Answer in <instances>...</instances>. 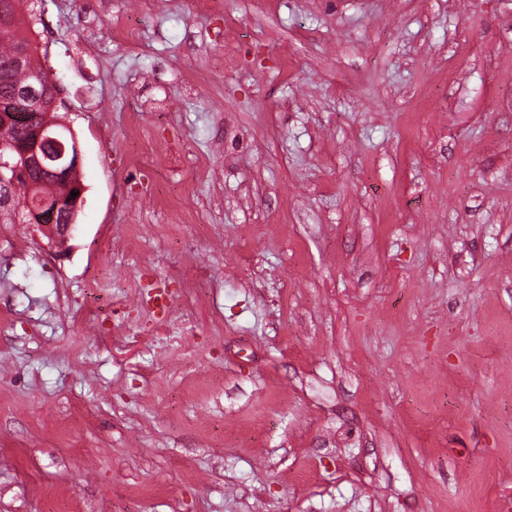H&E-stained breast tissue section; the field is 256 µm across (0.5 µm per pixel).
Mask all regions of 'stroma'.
<instances>
[{
    "mask_svg": "<svg viewBox=\"0 0 512 512\" xmlns=\"http://www.w3.org/2000/svg\"><path fill=\"white\" fill-rule=\"evenodd\" d=\"M36 13L85 201L0 216V512L512 507V0Z\"/></svg>",
    "mask_w": 512,
    "mask_h": 512,
    "instance_id": "1",
    "label": "stroma"
}]
</instances>
